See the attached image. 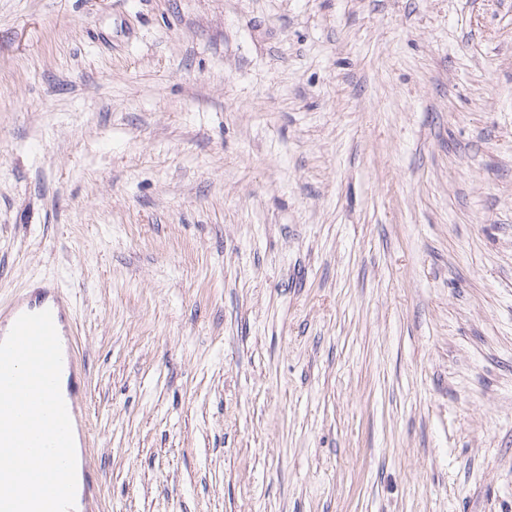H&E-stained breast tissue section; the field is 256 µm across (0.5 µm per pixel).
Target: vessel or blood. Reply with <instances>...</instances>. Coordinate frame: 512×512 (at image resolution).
Returning a JSON list of instances; mask_svg holds the SVG:
<instances>
[{
	"mask_svg": "<svg viewBox=\"0 0 512 512\" xmlns=\"http://www.w3.org/2000/svg\"><path fill=\"white\" fill-rule=\"evenodd\" d=\"M51 311L61 342L63 373L69 376V385L63 400L71 420L81 415L80 405L86 395L87 378L81 369V360L74 338L72 301L51 283L40 284L24 297L17 299L7 312L0 313V341L9 334L17 318L25 313ZM100 477L88 467H81L77 477L74 512H95Z\"/></svg>",
	"mask_w": 512,
	"mask_h": 512,
	"instance_id": "1",
	"label": "vessel or blood"
}]
</instances>
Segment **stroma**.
<instances>
[{"label":"stroma","mask_w":512,"mask_h":512,"mask_svg":"<svg viewBox=\"0 0 512 512\" xmlns=\"http://www.w3.org/2000/svg\"><path fill=\"white\" fill-rule=\"evenodd\" d=\"M46 281L99 512H512V0H0ZM50 310L61 342L63 367L61 378L69 374L67 394H62L72 423L77 425L81 416L80 405L86 395L87 378L81 370V360L77 352V342L73 330L72 301L62 290L51 283L39 287L17 299L6 313H0V341L9 334L17 318L24 313H37Z\"/></svg>","instance_id":"1"}]
</instances>
